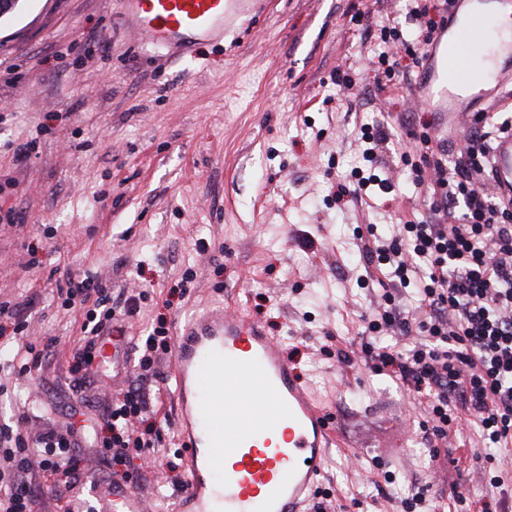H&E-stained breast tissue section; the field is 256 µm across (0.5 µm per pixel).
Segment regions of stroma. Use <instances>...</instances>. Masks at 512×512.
Instances as JSON below:
<instances>
[{
	"label": "stroma",
	"mask_w": 512,
	"mask_h": 512,
	"mask_svg": "<svg viewBox=\"0 0 512 512\" xmlns=\"http://www.w3.org/2000/svg\"><path fill=\"white\" fill-rule=\"evenodd\" d=\"M122 0H19L0 17V299L27 301L31 330L56 338L48 370L0 397V423L26 411L38 430L103 422L65 384L82 310L63 307L67 275L91 274L112 289L148 294L124 322L151 324L238 304L277 340L330 415L337 441L315 492L323 512H512V466L490 460L477 426L456 448L432 450L427 413L391 377L338 351H360L365 320L382 292L364 282L361 237L428 216L426 185L404 173L391 192L371 187L337 201L336 187L365 168L360 129L383 123L402 145L429 133L460 147L410 88L379 91L374 33L354 22L406 24L405 0H254L223 44L190 60L141 44ZM95 36V52L87 36ZM353 76L352 90L336 85ZM32 142L26 161L15 148ZM159 419L161 450L177 472L134 459L138 494L177 512L186 458L177 404ZM500 468L503 488L481 480ZM467 482L466 502L452 489Z\"/></svg>",
	"instance_id": "1"
}]
</instances>
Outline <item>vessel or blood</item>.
Instances as JSON below:
<instances>
[{"instance_id": "b4317fda", "label": "vessel or blood", "mask_w": 512, "mask_h": 512, "mask_svg": "<svg viewBox=\"0 0 512 512\" xmlns=\"http://www.w3.org/2000/svg\"><path fill=\"white\" fill-rule=\"evenodd\" d=\"M455 2L447 42L425 60L421 95L437 105L450 130L464 118L453 108L461 90L499 78V58L512 60V31L489 38L497 14L512 11V0ZM249 3L123 0L124 17L143 44L181 56L223 42ZM492 165L495 188L512 196V135L499 140ZM172 362L185 425L186 512H301L320 481L334 431L276 341L245 314L210 310L176 327ZM101 512H150V506L133 486L119 481Z\"/></svg>"}]
</instances>
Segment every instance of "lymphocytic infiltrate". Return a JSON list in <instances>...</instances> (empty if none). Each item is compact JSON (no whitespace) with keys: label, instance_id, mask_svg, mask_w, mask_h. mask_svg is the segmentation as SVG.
Here are the masks:
<instances>
[{"label":"lymphocytic infiltrate","instance_id":"f902f5d3","mask_svg":"<svg viewBox=\"0 0 512 512\" xmlns=\"http://www.w3.org/2000/svg\"><path fill=\"white\" fill-rule=\"evenodd\" d=\"M379 39L377 75L386 86L403 87L406 77L396 71L398 55L418 64L425 53L404 38L395 20L380 24ZM361 133L363 158L375 171L339 185L337 197L359 198L373 186L389 192L403 167L416 175L426 169L431 214L363 245L366 269L392 286L367 329L393 340L364 344L361 359L425 399L430 421L425 439L447 441L453 426L469 416L488 444L512 447V200L487 187L497 141L512 133V110L477 113L462 132L463 147L453 155L434 151L424 134L415 150H403L390 163L381 155L391 142L388 128L366 126ZM65 295L66 307L85 311L81 343L71 354L68 372L75 391L94 388L109 396L102 415L105 430L90 440L92 454L86 457L78 451L82 434L74 426H48L30 435L20 428L27 419L23 412L16 423H1L0 512H34L36 479L61 470L77 481L95 468L106 486L118 478L132 480L134 456H156L161 441L160 432L145 424L165 406L158 381L169 351L167 328L154 325L138 337L135 378L113 395L102 380L98 349L115 322L137 314V297L73 276L66 281ZM22 312L19 302L0 300V322H13L25 352L20 365L0 368L18 378L51 365L49 343L29 334Z\"/></svg>","mask_w":512,"mask_h":512}]
</instances>
